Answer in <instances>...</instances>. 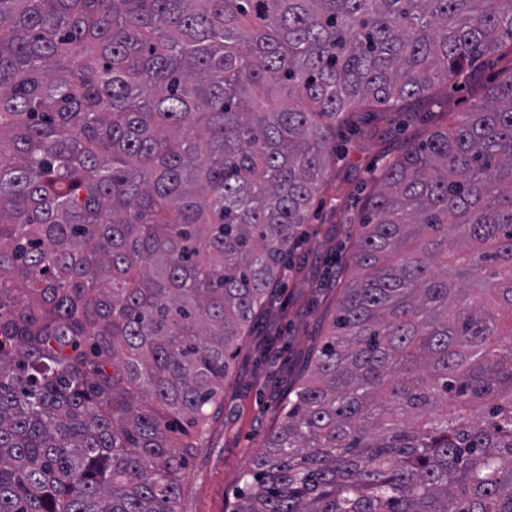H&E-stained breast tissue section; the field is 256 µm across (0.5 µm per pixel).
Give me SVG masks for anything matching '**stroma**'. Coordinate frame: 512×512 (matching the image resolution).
I'll return each instance as SVG.
<instances>
[{
  "label": "stroma",
  "mask_w": 512,
  "mask_h": 512,
  "mask_svg": "<svg viewBox=\"0 0 512 512\" xmlns=\"http://www.w3.org/2000/svg\"><path fill=\"white\" fill-rule=\"evenodd\" d=\"M498 70V64L488 63L469 81L439 85L430 101L396 121L360 112L353 124L337 128L336 152L327 158L336 198L318 205L275 302L244 338L219 396L220 413L204 426L181 474L179 512H224L242 473L281 420L289 383L298 379L329 329L340 295L336 272L357 240L354 218L374 189L390 149L443 124L445 116L468 111ZM271 346L278 352L274 361L266 353Z\"/></svg>",
  "instance_id": "stroma-1"
}]
</instances>
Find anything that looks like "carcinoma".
Instances as JSON below:
<instances>
[{
  "label": "carcinoma",
  "mask_w": 512,
  "mask_h": 512,
  "mask_svg": "<svg viewBox=\"0 0 512 512\" xmlns=\"http://www.w3.org/2000/svg\"><path fill=\"white\" fill-rule=\"evenodd\" d=\"M512 56V0H0V512H178L336 122ZM366 199L229 512H512V67Z\"/></svg>",
  "instance_id": "carcinoma-1"
}]
</instances>
